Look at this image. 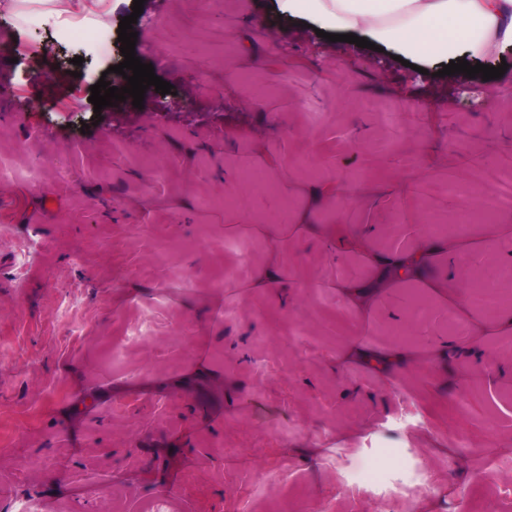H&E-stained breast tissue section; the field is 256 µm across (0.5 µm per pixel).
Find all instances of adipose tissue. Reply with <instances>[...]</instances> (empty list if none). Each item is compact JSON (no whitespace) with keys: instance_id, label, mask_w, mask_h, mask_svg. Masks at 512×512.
<instances>
[{"instance_id":"1","label":"adipose tissue","mask_w":512,"mask_h":512,"mask_svg":"<svg viewBox=\"0 0 512 512\" xmlns=\"http://www.w3.org/2000/svg\"><path fill=\"white\" fill-rule=\"evenodd\" d=\"M289 9H304L340 30L363 29L377 41H389L421 55H438L459 40L475 56L491 57L512 46V0H285ZM329 248L334 260L354 259L368 277L337 279V294L358 317L372 315L412 286L430 298L460 304L457 258L461 237L431 236L409 225L404 246L385 250L380 242L390 233L384 224H296L291 230L261 228L268 240L288 232ZM412 351L378 352L350 342L340 362H360L387 372L411 360Z\"/></svg>"}]
</instances>
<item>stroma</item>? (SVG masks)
I'll use <instances>...</instances> for the list:
<instances>
[{
  "label": "stroma",
  "instance_id": "1",
  "mask_svg": "<svg viewBox=\"0 0 512 512\" xmlns=\"http://www.w3.org/2000/svg\"><path fill=\"white\" fill-rule=\"evenodd\" d=\"M64 11L0 0V512H512V335L429 363L471 338L447 305L354 323L332 283L362 265L290 239L282 267L314 274L290 307L241 288L259 224L481 221L512 169V48L488 60L502 77L445 76L477 57L452 42L409 68L283 0H145L135 52L173 91L98 112L91 85L127 84L120 43L70 39ZM492 220L458 261L497 276L512 211ZM354 339L418 359L337 364Z\"/></svg>",
  "mask_w": 512,
  "mask_h": 512
}]
</instances>
